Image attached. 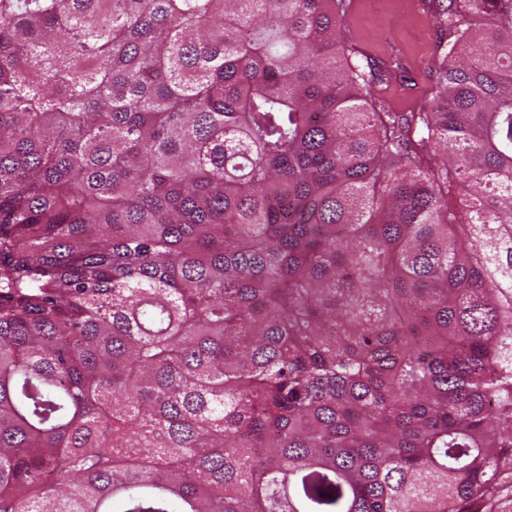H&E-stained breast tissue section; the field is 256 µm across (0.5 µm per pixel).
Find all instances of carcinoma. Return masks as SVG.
<instances>
[{"mask_svg":"<svg viewBox=\"0 0 512 512\" xmlns=\"http://www.w3.org/2000/svg\"><path fill=\"white\" fill-rule=\"evenodd\" d=\"M463 2L399 113L349 0H0V512L512 488V0Z\"/></svg>","mask_w":512,"mask_h":512,"instance_id":"cac0c4a2","label":"carcinoma"}]
</instances>
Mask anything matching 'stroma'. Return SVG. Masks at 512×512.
<instances>
[{
	"label": "stroma",
	"instance_id": "1",
	"mask_svg": "<svg viewBox=\"0 0 512 512\" xmlns=\"http://www.w3.org/2000/svg\"><path fill=\"white\" fill-rule=\"evenodd\" d=\"M438 30L429 0H354L344 38L361 64L400 61L378 88L394 112H426L432 105Z\"/></svg>",
	"mask_w": 512,
	"mask_h": 512
}]
</instances>
